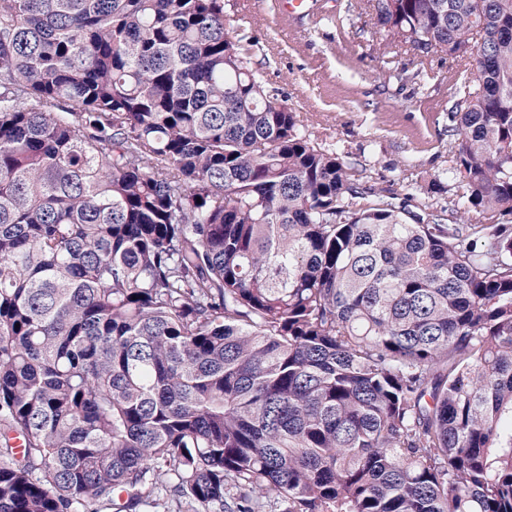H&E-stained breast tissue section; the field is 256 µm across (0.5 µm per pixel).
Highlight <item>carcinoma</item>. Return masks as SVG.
Segmentation results:
<instances>
[{"label":"carcinoma","mask_w":512,"mask_h":512,"mask_svg":"<svg viewBox=\"0 0 512 512\" xmlns=\"http://www.w3.org/2000/svg\"><path fill=\"white\" fill-rule=\"evenodd\" d=\"M470 61L449 224L362 188L224 0H0V512H512V0H366Z\"/></svg>","instance_id":"carcinoma-1"}]
</instances>
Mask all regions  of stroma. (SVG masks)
<instances>
[{
	"label": "stroma",
	"instance_id": "stroma-1",
	"mask_svg": "<svg viewBox=\"0 0 512 512\" xmlns=\"http://www.w3.org/2000/svg\"><path fill=\"white\" fill-rule=\"evenodd\" d=\"M224 16L252 69L287 96L312 139L346 153L362 186H412L414 205L451 206L459 189L440 180L451 160L448 110L475 84L472 66L389 51L351 0H325L314 20L281 13L277 0H224Z\"/></svg>",
	"mask_w": 512,
	"mask_h": 512
}]
</instances>
